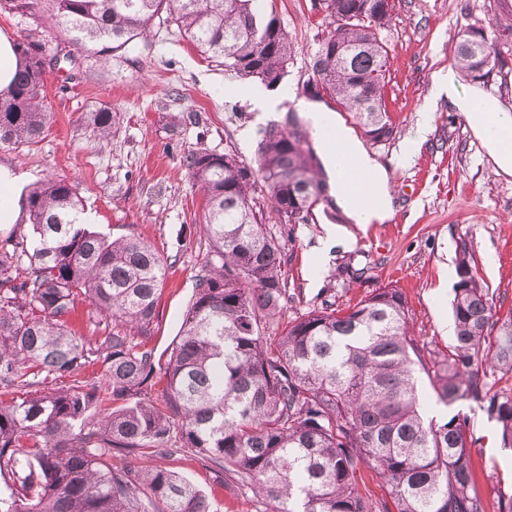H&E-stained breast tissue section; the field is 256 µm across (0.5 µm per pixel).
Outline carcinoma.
Instances as JSON below:
<instances>
[{
  "label": "carcinoma",
  "instance_id": "cac0c4a2",
  "mask_svg": "<svg viewBox=\"0 0 512 512\" xmlns=\"http://www.w3.org/2000/svg\"><path fill=\"white\" fill-rule=\"evenodd\" d=\"M269 0H0L47 28L50 40L107 64L152 47L155 26L174 28L224 70L279 86L297 53ZM315 34L308 79L348 112L368 141L394 128L385 102L390 56L387 0H312ZM13 89L0 96V148L41 140L57 55L23 36ZM458 72L472 82L512 72V18L489 35L469 26L453 37ZM117 115L90 113L95 136ZM183 165L205 196L201 274L169 355L146 343L167 258L133 236L113 238L80 223L76 188L49 178L22 199L29 232L0 241V512H221L219 504L158 461L188 448L252 493L256 512H488L471 466L467 419L425 421L418 374L437 401L476 402L512 450V316L493 297L462 244L451 303L453 344L427 360L411 336L406 301L380 288L354 306L324 301L269 336L288 305L285 243L307 224L329 186L307 129L258 131L255 163L233 151H189ZM280 225L275 232L269 221ZM89 300L112 329L95 342L73 329L75 300ZM100 362L99 384L51 387ZM162 406L143 398L158 375ZM372 470L389 499L356 482Z\"/></svg>",
  "mask_w": 512,
  "mask_h": 512
}]
</instances>
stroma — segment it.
Here are the masks:
<instances>
[{
    "mask_svg": "<svg viewBox=\"0 0 512 512\" xmlns=\"http://www.w3.org/2000/svg\"><path fill=\"white\" fill-rule=\"evenodd\" d=\"M298 38L296 61L278 86L276 113L254 110L253 84L204 58L179 34L162 29L151 52L100 65L91 59L48 72L44 101L53 122L42 140L0 149V165L18 175L21 188L48 177L73 184L97 228L143 238L169 256L158 316L148 340L164 351L181 331L203 254L196 242L204 197L180 159L191 149H236L253 161L257 132L270 123L287 125L304 88L305 63L321 18L311 0H275ZM512 14V0H401L385 37L391 51L386 101L394 126L391 139L367 150L389 170L395 213L382 224L347 222L333 202L320 201L287 243L285 265L292 297L284 320L321 305H355L379 288L404 295L411 332L430 351L452 342L451 301L458 280L461 243L473 252V270L488 287L499 315L512 313V177L497 174L462 113L447 98L433 99L436 75L453 79L459 94L472 82L459 77L453 35L475 26L493 32ZM109 108L117 120L110 139L94 136L88 113ZM177 112H198L199 124L172 130ZM345 226V244L323 249L328 225ZM420 397L434 422L457 414L467 418L476 439L471 464L486 497L497 486L512 491V450L503 448L498 426L474 402L447 407L429 382ZM165 464L204 493L223 512H256L251 494L222 485L221 475L186 453Z\"/></svg>",
    "mask_w": 512,
    "mask_h": 512,
    "instance_id": "stroma-1",
    "label": "stroma"
}]
</instances>
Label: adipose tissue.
I'll return each mask as SVG.
<instances>
[{
    "mask_svg": "<svg viewBox=\"0 0 512 512\" xmlns=\"http://www.w3.org/2000/svg\"><path fill=\"white\" fill-rule=\"evenodd\" d=\"M436 90L447 95L450 107L463 113L472 134L483 143L497 169L504 175L512 176V148L506 147L503 139L504 133L512 131V115L484 93L459 96L453 83L442 77L436 81ZM301 109L307 112L317 129L332 130L342 142L337 149L332 148L325 139L321 140L319 146L323 170L336 208L348 220L360 225L381 224L389 220L394 212V198L385 165L321 105L305 103ZM361 173L370 177L375 193L376 201L370 206L362 203L351 184L352 177Z\"/></svg>",
    "mask_w": 512,
    "mask_h": 512,
    "instance_id": "adipose-tissue-1",
    "label": "adipose tissue"
}]
</instances>
